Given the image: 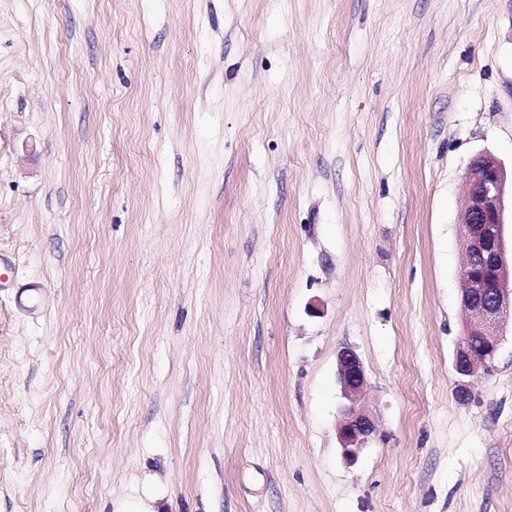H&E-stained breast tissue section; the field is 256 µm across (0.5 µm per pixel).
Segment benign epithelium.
Segmentation results:
<instances>
[{"mask_svg":"<svg viewBox=\"0 0 512 512\" xmlns=\"http://www.w3.org/2000/svg\"><path fill=\"white\" fill-rule=\"evenodd\" d=\"M511 184L512 176L489 154L475 156L464 174L465 261L460 283L465 327L453 358L454 394L462 402L473 396L467 378L479 370L491 371L500 330L512 321V261L504 242L505 200ZM336 365L342 398L337 438L343 460L353 464L363 445L379 433V420L361 406L368 379L358 354L344 347Z\"/></svg>","mask_w":512,"mask_h":512,"instance_id":"1","label":"benign epithelium"}]
</instances>
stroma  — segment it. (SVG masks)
Returning a JSON list of instances; mask_svg holds the SVG:
<instances>
[{
  "instance_id": "obj_1",
  "label": "stroma",
  "mask_w": 512,
  "mask_h": 512,
  "mask_svg": "<svg viewBox=\"0 0 512 512\" xmlns=\"http://www.w3.org/2000/svg\"><path fill=\"white\" fill-rule=\"evenodd\" d=\"M480 153L512 0H0V512H512V321L454 395ZM336 365L343 400L339 408L337 438L343 460L354 464L363 445L379 433V420L360 404L368 379L358 354L352 348L344 347L337 353Z\"/></svg>"
}]
</instances>
